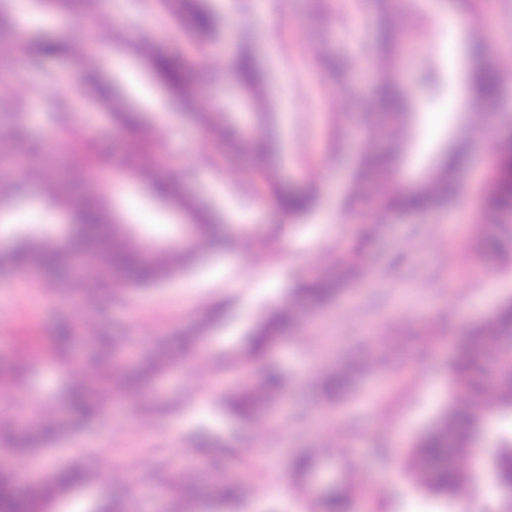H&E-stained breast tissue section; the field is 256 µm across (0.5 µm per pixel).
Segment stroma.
<instances>
[{"instance_id": "obj_1", "label": "stroma", "mask_w": 512, "mask_h": 512, "mask_svg": "<svg viewBox=\"0 0 512 512\" xmlns=\"http://www.w3.org/2000/svg\"><path fill=\"white\" fill-rule=\"evenodd\" d=\"M21 4L28 14L24 36L48 33L67 40L71 51L58 65L64 76L57 81L49 68L13 57L14 78L0 92V138H9L15 113L26 112L35 146L24 168L10 173L24 179L26 195L0 211V249L22 226L58 236L69 228V216L41 182L48 157L56 153L63 156L72 185L81 182L83 151L60 135L69 100L84 97L81 127L99 134L97 148L108 169L122 168L130 139L113 119L112 105L82 96L80 76L87 71L121 87L127 110L140 113L154 136L160 172L177 180L183 197L223 214L234 244L205 252L189 273L170 283L133 293L129 304L96 311L97 322L132 336L121 357L127 365L136 363L154 337L174 334L206 313L214 320L196 357L159 376L151 388L115 400L103 418L48 453L41 467L23 455L10 458L18 483L70 459L87 465L94 478L54 500L53 512H96L105 496L126 488L137 493L142 512H166V463L205 430L234 442L237 452L225 459L224 472L251 470L240 512H307L309 496L320 490L316 476L339 475L352 465L365 477L384 478L355 512H458L454 503L423 491L403 465L411 437L433 428L446 407L449 364L465 330L512 297V257L474 251L478 238L502 233V216L485 214L483 198L494 147L512 137V126L501 121L512 106V81L477 108L469 103L468 82L474 62L469 45L482 19L489 25L479 60L512 71V0H482L478 13L459 0H415L410 12L391 17L393 27L418 35L419 73L430 79L426 110L410 115L399 150L389 138L363 144L358 130L361 122L373 120L376 105L375 73L356 65L373 49L381 25L372 0H346L340 10L331 0H210L216 16L212 31L197 33L179 16L172 39L156 35L158 0H112L110 11L96 17L89 0L67 7L46 0ZM454 16L467 23L452 40L444 21ZM245 41L267 79L265 97L279 146L270 162L283 170L288 188L313 184L320 193L319 207L292 225L262 183L245 179L270 162L251 152L227 157L219 147L224 125L251 131L259 122L231 69ZM170 50L187 54L185 92L192 101L187 109L147 65L148 55ZM327 53L350 64L347 90L325 75L320 58ZM159 100L168 106L162 120L154 107ZM216 104L223 112L215 117ZM460 139L467 142V157L457 172L455 195L432 213L387 219L377 235L365 237L381 182L371 174L360 191H352L364 151L393 153L395 179L410 187L427 177L443 147ZM100 188L108 220L156 240H170L188 221L136 177L123 175L116 191L107 181ZM246 225L261 228L264 246L240 235ZM354 244L363 247L371 282L352 284L316 318L301 323L297 337L273 344L262 362L215 371L225 354L243 351L260 318L273 309V295L288 298L299 278L333 267ZM59 315L52 295L26 274L0 276V362L46 350ZM365 336L386 338L389 365L356 377L339 409L340 431L317 430L322 401L307 384L309 373L327 354L346 358ZM92 354L81 342L68 364L44 358L25 387L50 399L66 383L83 378ZM269 366L282 373L287 394L274 412L278 426L267 434L218 407L215 399L256 380ZM165 400L180 402V410L143 413L146 403ZM325 446L338 447V454L317 460L304 485L292 483L293 457Z\"/></svg>"}]
</instances>
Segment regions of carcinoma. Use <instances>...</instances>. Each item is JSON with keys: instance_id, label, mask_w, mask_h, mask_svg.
I'll return each instance as SVG.
<instances>
[{"instance_id": "carcinoma-1", "label": "carcinoma", "mask_w": 512, "mask_h": 512, "mask_svg": "<svg viewBox=\"0 0 512 512\" xmlns=\"http://www.w3.org/2000/svg\"><path fill=\"white\" fill-rule=\"evenodd\" d=\"M181 7L188 13L193 26L209 30L215 15L207 0H181ZM416 41L415 33H404L389 26L380 32L379 49L371 65L379 75L377 90L382 112L385 114L386 132L394 139L406 128L408 115L421 111L423 103L417 100L414 90L400 79L397 69L404 42ZM26 55L36 63L54 61L65 56L67 43L53 38L34 45L30 40L21 41ZM185 59L177 53L162 54L150 60L151 68L165 87L172 92L183 90ZM234 75L248 95L260 122L253 134L229 135L224 138V155L230 156L242 148L260 150L265 147V137L270 128L271 110L258 95L262 90V76L258 71L251 50L240 46L233 61ZM505 80L498 70L475 66L471 72L472 100L479 103L493 98ZM116 119L133 132V148L125 161V171L139 179L149 180L148 186L178 205L191 218L183 238L177 243L155 245L133 233L125 224L108 223L104 212L106 198L97 191L93 174L101 163L92 138L84 137L87 167L83 174L86 190L73 193L67 185V176L55 167L46 170L52 189L73 222V231L56 237L42 230L24 228L17 234L19 241L0 251V271L18 270L42 286L57 287L56 276L74 265L84 276L65 289V292L82 307L93 310L102 303L121 300L132 288H148L170 280L185 271L195 261L199 249L213 245L217 240V227L212 215L204 208L180 196L175 186L155 175L151 159L141 158V153L154 149L149 141L150 131L132 112H119ZM467 150V143L458 141L453 156L440 162L422 183L404 188L395 181L390 161L378 162L377 157L366 152L360 159V174L354 177L353 189L359 190L360 177L371 169L379 171L385 182L378 196L376 211L379 219H387L402 212H430L438 200L452 188L459 159ZM259 179L267 191L281 199L291 219L310 214L315 206L318 190L312 186L303 191L284 196L285 176L280 169H266L249 175ZM487 201L499 214H512V144L499 150L497 171L490 179ZM364 270L362 248L346 249L343 268L335 273L319 272L294 288V298L288 304L272 309L255 328L243 357L226 360L224 365L236 367L243 363L263 359L270 344L290 330L298 327L301 316L307 311L325 307L337 294L358 281ZM208 321L198 320L172 337L159 339L151 352L135 367L119 368L114 355L122 351L129 337L89 321H75L60 327L49 337L51 355L59 362L68 360L74 342L88 336L95 352L91 364L94 372L76 384L68 385L63 396L56 401L62 415L45 410L44 401L29 406L27 424L19 428L8 414H0V451L10 455H28L38 459L54 443L66 437L71 429L91 424L102 417L109 405L108 392L119 388H146L154 379L177 366L196 348ZM362 348L367 356L360 360L347 358L324 369L311 380V385L321 392L329 404L339 401L352 387L355 376L366 368L378 366L382 359L376 356L377 345L365 342ZM30 367L26 359L18 365L0 364V382H23ZM286 385L274 374L261 381L244 385L227 400V406L237 417L266 427L263 415L285 391ZM483 396L482 408L512 421V300L500 303L486 320L471 325L467 339L458 350L454 361L453 388L447 408L435 427L411 440L406 471L430 494L453 499L463 508L471 496L470 484L455 465L447 463L448 442L456 451L468 447L475 434L478 414L475 398ZM503 453L495 467L500 483H512V435L501 437ZM190 451L201 458L208 468H216L224 457L234 451L224 441L199 443ZM333 448H312L293 469V476L304 478L311 473V460L319 454H331ZM170 512H238L240 501L237 488L241 481L233 474L216 478L207 484H197L199 466L184 463L169 464ZM49 480L35 483L24 494L15 491L11 474L0 471V512H30L33 505L56 497L87 481L88 473L77 462L48 474ZM363 477L353 473L347 480L333 483L317 497L318 512H351L352 489L366 493L369 487L362 484ZM104 512H140V501L132 493L110 501Z\"/></svg>"}]
</instances>
